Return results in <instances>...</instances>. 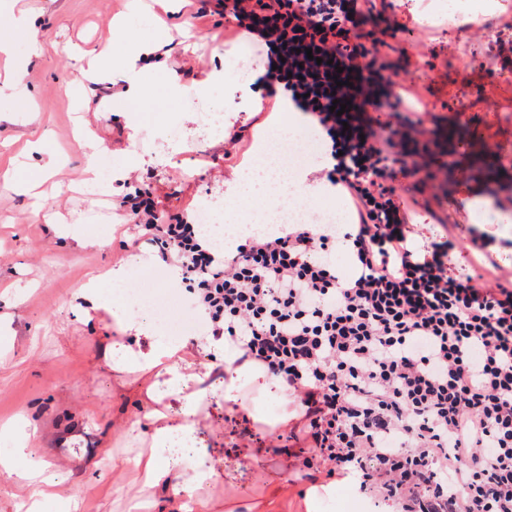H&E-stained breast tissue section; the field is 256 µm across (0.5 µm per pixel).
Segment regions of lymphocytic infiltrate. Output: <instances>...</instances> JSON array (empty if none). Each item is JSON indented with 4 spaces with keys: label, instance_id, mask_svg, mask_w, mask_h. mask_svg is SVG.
Masks as SVG:
<instances>
[{
    "label": "lymphocytic infiltrate",
    "instance_id": "obj_1",
    "mask_svg": "<svg viewBox=\"0 0 512 512\" xmlns=\"http://www.w3.org/2000/svg\"><path fill=\"white\" fill-rule=\"evenodd\" d=\"M215 8L263 51L262 107L288 97L324 133L325 177L355 221L292 224L219 255L147 190L130 200L142 238L180 268L212 334L284 382L303 468L353 476L396 512H512V276L459 271L444 237L413 244L395 181L423 168L431 131L393 92L391 29L359 26L376 0ZM340 242L346 280L326 260Z\"/></svg>",
    "mask_w": 512,
    "mask_h": 512
}]
</instances>
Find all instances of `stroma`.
I'll return each mask as SVG.
<instances>
[{
	"mask_svg": "<svg viewBox=\"0 0 512 512\" xmlns=\"http://www.w3.org/2000/svg\"><path fill=\"white\" fill-rule=\"evenodd\" d=\"M16 11L35 16L37 39L14 41L15 59L31 65L13 87L11 65L0 57V170L40 184L38 197L0 186V428L18 420L35 432L34 456L14 466L47 468L57 476L56 499L45 512H65L79 493V512H135L138 495L132 462L152 431L145 414L160 407L177 416L180 404L164 398L153 404L133 377L113 370V344L133 345L107 311L88 312L76 294L90 278L122 266L128 288L150 293L151 309H171L191 301L183 284L170 280V266L154 247L140 241L124 200L136 189L152 187L162 207L195 213L201 200L225 208L240 222L251 220L261 189L251 198L228 199L259 157L256 140L269 131L275 112H260L255 92L257 47L230 38L223 15L212 0H168L154 14L133 16L128 0H17ZM493 27L447 29L432 22L422 0H391L382 15L365 27L381 30L397 24L396 42L407 49L396 69L399 85H412L414 113L435 137L467 136L474 156H463L430 207L414 206L416 242L446 234L456 246L458 263L469 268L495 259L512 267V223L475 224L470 216L483 199H494L512 214V63L497 55L498 41L512 39L502 22L512 20V0ZM126 21L128 43L144 40L163 46L162 64L147 59L115 62L114 89L133 76L139 94L129 102L99 95L85 83L71 46L87 51L113 47V25ZM194 94L171 124H142L140 107L166 109V100ZM223 108L224 130L201 137V109ZM84 122L99 142L97 154L83 149L74 134ZM243 131L244 152L234 166L224 161L231 132ZM59 161L44 167L47 154ZM107 168L104 187L85 186L89 167ZM62 224L79 225L92 246L76 249L58 234ZM495 239L490 253L475 251L472 239ZM213 353L200 350L196 371L206 375L208 393L196 418L199 447L185 477L212 470L200 491L207 512H329L328 495L309 501L314 486L349 487V480L327 477L325 470H300L298 442L287 439V401L278 398L274 422L252 412L259 403L253 383L241 378L239 389L250 404L233 407L224 399V374Z\"/></svg>",
	"mask_w": 512,
	"mask_h": 512,
	"instance_id": "obj_1",
	"label": "stroma"
}]
</instances>
